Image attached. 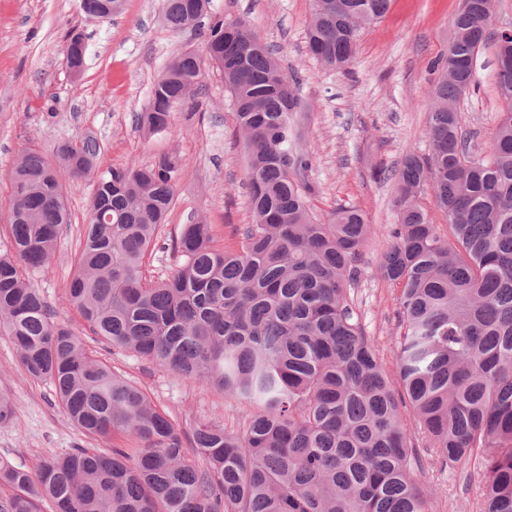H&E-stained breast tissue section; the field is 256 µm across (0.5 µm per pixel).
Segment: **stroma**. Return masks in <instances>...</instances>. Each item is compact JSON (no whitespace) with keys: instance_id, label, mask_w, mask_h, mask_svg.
Masks as SVG:
<instances>
[{"instance_id":"35a3bbf8","label":"stroma","mask_w":512,"mask_h":512,"mask_svg":"<svg viewBox=\"0 0 512 512\" xmlns=\"http://www.w3.org/2000/svg\"><path fill=\"white\" fill-rule=\"evenodd\" d=\"M162 5L163 0H124L119 15L89 22L79 0H0V250L9 245L10 174L18 151L31 147L51 159L61 140L85 134L102 147V172L131 163L149 165L172 152L183 158L176 202L146 256L152 279L173 272L179 258L170 238L194 217H205L219 246L237 248L236 228L252 223L253 217L246 156L220 72L206 71L197 106L176 107L166 132L146 138L137 128V115L169 60L205 42L204 31L170 30ZM458 6L459 0H390L386 14L361 30L355 58L343 73L323 66L307 47L312 0H212L217 13L246 20L263 42L278 49L285 70L299 82L302 108L296 122L299 147L311 156L313 216L324 223L339 205L351 204L371 226L351 295L392 377L402 331L400 290L379 270L397 222L392 174L407 154L430 152L423 104L440 77L432 64L448 48ZM75 28L84 31L87 45L86 65L77 76L68 71L65 59L67 35ZM496 73V48L490 44L479 51L474 84L458 106L461 126L472 133V147L479 154L487 151L504 106ZM376 168L383 170V178L372 177ZM65 193L72 224L49 269L32 279L58 318L78 326L82 319L69 305L66 289L76 272L78 238L94 185L70 180ZM88 348L176 420L197 417L230 432L241 430L247 405L201 384L186 385L129 351L93 341ZM0 394L14 405L12 421L0 425V457L31 467L44 457L88 445L52 387L24 375L12 342L3 335ZM417 454L411 470L432 491L431 512H457L462 506L482 512L478 461L448 472L425 448Z\"/></svg>"}]
</instances>
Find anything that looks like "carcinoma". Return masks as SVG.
I'll use <instances>...</instances> for the list:
<instances>
[{
	"label": "carcinoma",
	"mask_w": 512,
	"mask_h": 512,
	"mask_svg": "<svg viewBox=\"0 0 512 512\" xmlns=\"http://www.w3.org/2000/svg\"><path fill=\"white\" fill-rule=\"evenodd\" d=\"M209 3L165 0L168 27L194 22L208 38L177 54L137 124L149 136L167 129L219 54L247 134L254 222L238 228L231 251L216 247L204 218L183 225L171 240L178 268L153 282L144 259L174 204L180 156L97 175L67 289L79 328L58 319L25 275L48 267L70 223L63 175H93L101 146L90 135L64 140L56 163L20 152L10 244L0 253V333L87 438L126 443L73 448L33 469L1 457L0 512H430L411 475L407 411L442 467L479 457L484 512H512V63L498 65L506 108L487 153L471 150L456 110L475 55L498 42L491 17L455 15L448 54L434 63L444 73L425 102L432 152L406 156L396 173L399 224L380 261L382 277L400 288L396 388L350 296L370 225L350 205L326 224L310 214L295 89L252 29L211 14ZM313 3L308 49L343 69L359 30L381 19L389 0ZM79 7L103 21L121 0ZM426 186L448 217L446 238L418 203ZM86 331L253 412L238 433L205 419L181 425L94 358Z\"/></svg>",
	"instance_id": "carcinoma-1"
}]
</instances>
